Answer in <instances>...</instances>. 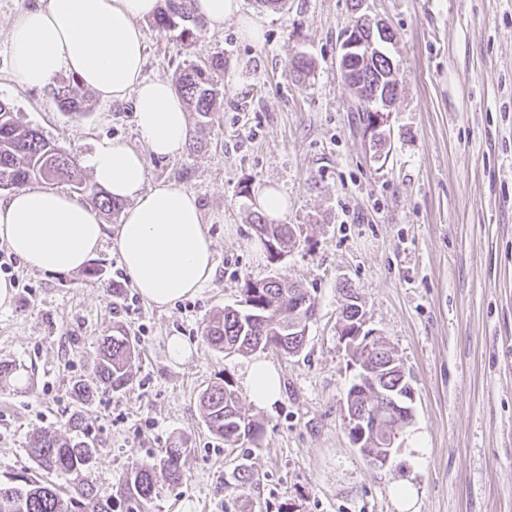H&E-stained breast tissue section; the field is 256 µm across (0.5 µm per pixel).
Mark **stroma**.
Returning a JSON list of instances; mask_svg holds the SVG:
<instances>
[{"label":"stroma","instance_id":"stroma-1","mask_svg":"<svg viewBox=\"0 0 512 512\" xmlns=\"http://www.w3.org/2000/svg\"><path fill=\"white\" fill-rule=\"evenodd\" d=\"M33 2L0 0V99L80 163L104 140L145 152L132 99L92 92L85 112L67 114L50 87L14 76L7 33ZM349 5L286 0L272 11L242 0L261 25L257 41L231 20L192 42L144 22L146 78L173 82L188 65L224 60L201 148L147 160L149 184L197 196L216 274L193 297L151 306L122 267L116 213L101 216L108 237L86 269L32 270L1 244L15 295L0 310V361L20 371L0 383V475L32 468L33 431H67L78 411L99 450L88 479L104 496L133 463L188 439L182 482L159 481L147 512H398L401 479L416 512H512V0H366L393 31L399 66L382 161L338 70ZM302 53L314 65L303 79L293 67ZM264 186L287 195L283 221L300 229L275 264L254 250ZM271 274L308 288L316 314L299 355L261 351L281 395L269 408L244 401L261 430L231 451L207 430L199 395L226 379L242 387L249 360L209 347L201 331L237 304L246 279ZM346 282L413 392L412 420L380 469L344 420L355 373L336 334ZM116 325L137 347L131 380L77 408L71 383L93 379L99 341ZM171 336L193 348L184 363L168 358ZM244 456L257 486L238 496L224 484Z\"/></svg>","mask_w":512,"mask_h":512}]
</instances>
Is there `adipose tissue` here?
<instances>
[{
  "label": "adipose tissue",
  "instance_id": "1",
  "mask_svg": "<svg viewBox=\"0 0 512 512\" xmlns=\"http://www.w3.org/2000/svg\"><path fill=\"white\" fill-rule=\"evenodd\" d=\"M159 0H37L10 27L11 69L30 88L57 74H75L102 99L134 100L146 153L116 140L100 142L89 158L94 182L127 202L117 245L130 281L149 303L166 308L208 286L216 263L202 223V209L190 190L149 186L147 156L180 154L189 138L185 106L173 85L144 75L143 20ZM197 13L212 28L238 17L242 33L258 38L256 23L240 13V0H196ZM95 210L72 195L26 186L0 197V242L30 269H81L106 238ZM252 403L272 406L280 397L277 369L253 359L244 377Z\"/></svg>",
  "mask_w": 512,
  "mask_h": 512
}]
</instances>
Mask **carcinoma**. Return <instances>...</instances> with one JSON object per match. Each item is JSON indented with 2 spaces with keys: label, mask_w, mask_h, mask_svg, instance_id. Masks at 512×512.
<instances>
[{
  "label": "carcinoma",
  "mask_w": 512,
  "mask_h": 512,
  "mask_svg": "<svg viewBox=\"0 0 512 512\" xmlns=\"http://www.w3.org/2000/svg\"><path fill=\"white\" fill-rule=\"evenodd\" d=\"M195 0H163L156 24L167 30H180L190 39L198 38L203 21L196 14ZM347 31L361 37L374 36L379 52L363 62L340 61L347 70L352 88L354 109L364 128H369L376 111L392 104L399 96L398 80L388 62L389 54L377 25L366 14L354 17ZM224 70V59L215 58L204 66H192L180 74L176 91L191 111L197 115L198 132L212 122L216 101L214 78ZM61 110L80 113L86 99L80 93L77 78L62 81L53 88ZM34 181L66 182L75 187L80 197L100 212L110 215L119 203L103 189L87 183L76 159L45 139L39 130L19 120L10 104L0 101V189L15 190ZM253 229L264 246L269 263L274 264L287 253L295 229L290 224H273L257 212ZM342 311L352 319L359 314L356 289L342 288ZM315 312L309 291L297 284H287L275 276L249 279L242 289V299L235 307L224 308V315L209 321L203 330L205 341L227 355H246L275 348L287 355L303 349V340L290 337L288 325L308 319ZM135 348L125 330L116 328L102 337L96 364V380H77L72 384L74 401L80 405L93 403L100 389L123 390L129 383ZM369 365L378 370L384 386L393 388L401 380L399 365L392 349L384 342ZM208 431L235 448L256 438L260 430L246 416L240 405L238 390L229 380L204 390L200 398ZM186 440L179 439L156 463H137L126 474L119 489L125 512H143L155 493L157 476L163 475L172 483L184 476ZM98 455L95 439L88 434L66 437L58 430L41 428L32 436L30 457L39 475L27 472L9 473L0 479V512H112L114 499L98 495L85 479V472ZM233 493H244L254 482L251 468L238 464L234 472Z\"/></svg>",
  "instance_id": "1"
}]
</instances>
